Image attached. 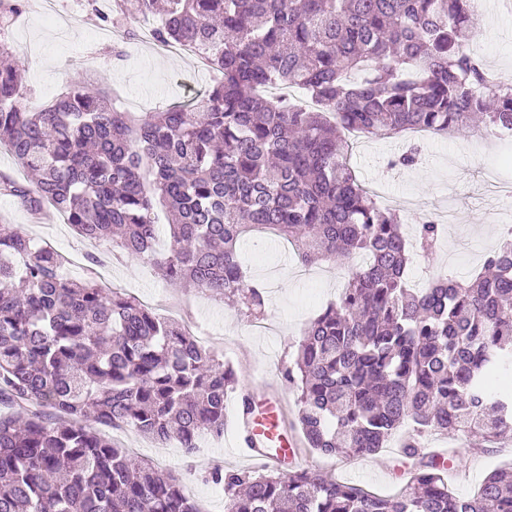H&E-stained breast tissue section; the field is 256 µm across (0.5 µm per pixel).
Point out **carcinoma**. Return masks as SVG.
<instances>
[{"mask_svg": "<svg viewBox=\"0 0 512 512\" xmlns=\"http://www.w3.org/2000/svg\"><path fill=\"white\" fill-rule=\"evenodd\" d=\"M154 39L206 54L222 80L195 104L136 119L73 79L51 103L0 63V146L30 177L0 173V194L32 218L52 207L85 240L147 259L176 288L231 298L264 316L263 287L238 253L276 231L305 266L348 267L282 371L289 420L326 457L379 454L404 427L416 460L400 491L378 495L312 468H213L224 512H512V466L476 494L448 484L425 451L437 431L460 443L512 436V229L466 282L409 285L440 225L415 244L349 166L353 129L499 136L512 85L493 86L466 47L471 0H114ZM28 0H0V18ZM170 231L155 249L156 208ZM67 257L0 226V512H201L178 477L111 443L132 429L185 452L224 433L235 371L187 328L137 298L63 273Z\"/></svg>", "mask_w": 512, "mask_h": 512, "instance_id": "carcinoma-1", "label": "carcinoma"}]
</instances>
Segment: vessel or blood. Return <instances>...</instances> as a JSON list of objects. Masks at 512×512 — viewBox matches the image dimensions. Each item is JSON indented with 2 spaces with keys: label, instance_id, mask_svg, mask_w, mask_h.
I'll return each instance as SVG.
<instances>
[{
  "label": "vessel or blood",
  "instance_id": "b4317fda",
  "mask_svg": "<svg viewBox=\"0 0 512 512\" xmlns=\"http://www.w3.org/2000/svg\"><path fill=\"white\" fill-rule=\"evenodd\" d=\"M286 412L282 402L270 403L261 413L240 416L238 455L254 463L280 465L295 460L301 445L299 438L285 439L282 429Z\"/></svg>",
  "mask_w": 512,
  "mask_h": 512
}]
</instances>
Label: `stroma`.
<instances>
[{
	"label": "stroma",
	"instance_id": "35a3bbf8",
	"mask_svg": "<svg viewBox=\"0 0 512 512\" xmlns=\"http://www.w3.org/2000/svg\"><path fill=\"white\" fill-rule=\"evenodd\" d=\"M63 2L67 14L61 22L47 21L38 8L30 7L13 24L11 58L23 70L27 87L42 100L61 93L70 79L96 71L101 75L99 89L128 101L132 112L140 116L165 102L188 99L215 82V74L199 69L191 56L162 57L146 42L129 46L128 60L116 59L108 51L112 31L98 20L91 5L86 2L77 9L72 0ZM496 2L486 0L488 9L479 17L468 47L486 64L512 72V14L503 13ZM403 147L400 140L363 139L354 143L350 163L363 185L386 187L390 194L411 203V212L403 218L405 230H412L423 213L452 207L455 221L445 226L438 251L431 258L413 260L410 280L425 283L446 276L469 277L481 269L489 250L480 226L494 215L500 224L512 226V196L488 202L484 185L488 168L512 184V149L495 138L480 141L451 134L423 142L421 160L414 168L390 167V160ZM0 224L13 225L73 253L76 263L67 274L77 280L85 278L86 254L92 246L81 242L55 210L34 222L17 200L0 195ZM241 253L248 281L266 287L267 306L258 321L247 319L228 300L194 289L172 288L149 261L112 259L106 266L111 288L136 297L162 316L209 329L214 352L238 374L239 388L226 399L223 435L202 437L193 453L159 444L130 429L110 434L117 446L136 449L139 456L153 459L176 475L202 512H224V494L206 482V474L217 466H245L232 453L237 443L239 389L253 383L265 385L282 399L288 412H295L297 393L282 383L281 371L292 361L309 320L336 301L344 284L343 266L323 261L300 270L287 243L266 232L247 236ZM510 462L511 440L473 443L454 450L449 481L456 493L470 495L495 467ZM298 465L322 469L376 494L391 495L406 480L411 461L392 442L369 458H328L305 450Z\"/></svg>",
	"mask_w": 512,
	"mask_h": 512
}]
</instances>
